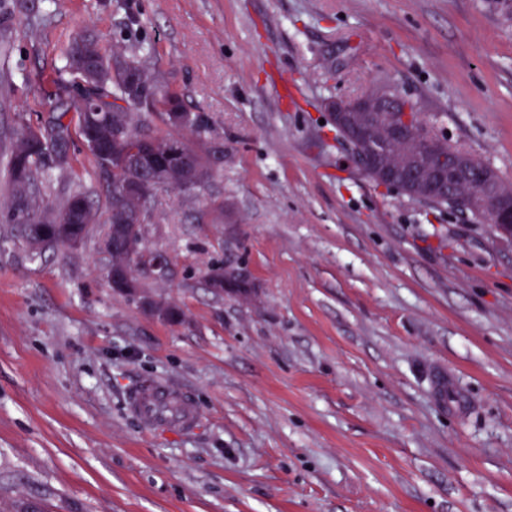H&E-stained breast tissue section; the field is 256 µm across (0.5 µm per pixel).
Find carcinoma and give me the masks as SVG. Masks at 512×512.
Returning a JSON list of instances; mask_svg holds the SVG:
<instances>
[{
	"instance_id": "cac0c4a2",
	"label": "carcinoma",
	"mask_w": 512,
	"mask_h": 512,
	"mask_svg": "<svg viewBox=\"0 0 512 512\" xmlns=\"http://www.w3.org/2000/svg\"><path fill=\"white\" fill-rule=\"evenodd\" d=\"M150 49L140 44L137 52L126 54L108 50L91 34H80L59 49L63 66L58 70L55 84L61 99L60 107L52 108L48 119L35 122L20 120L13 129L5 155L6 169L11 189V201L0 208V223L12 224L27 238L35 233L52 246L69 245L68 238L85 240L93 228L103 238L108 235V215L120 194L123 184L150 180V173L160 171L170 177L155 185L147 200L154 210L161 198L173 191L182 190L181 172L199 168L205 179L199 186L204 189L214 176L209 169L208 143L211 120L203 112L192 113V120L181 129L169 125L165 118L168 105L184 108L181 97L152 78L144 69L142 57ZM90 72L95 76L93 86L85 87L80 75ZM145 78L154 88V98L149 106L137 101L133 78ZM77 115L76 132L66 115ZM127 128L125 137L118 139V127ZM152 132L154 150L148 160L147 170L122 165L142 151L139 139L142 131ZM97 142V149L89 151L100 171L105 206L93 196L76 191H65L58 205L47 203L42 187L56 171L72 168L77 155L89 140ZM112 157V168L105 161ZM82 210L103 218L101 222L86 223L78 220L70 225L69 237H60L53 215L56 212Z\"/></svg>"
}]
</instances>
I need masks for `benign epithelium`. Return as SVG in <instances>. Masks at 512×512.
I'll return each instance as SVG.
<instances>
[{
  "label": "benign epithelium",
  "instance_id": "obj_1",
  "mask_svg": "<svg viewBox=\"0 0 512 512\" xmlns=\"http://www.w3.org/2000/svg\"><path fill=\"white\" fill-rule=\"evenodd\" d=\"M325 107L335 125L355 149V158L374 181L415 198L438 197L450 212L489 217L499 239L512 241V187L488 190L500 182L487 165L471 177V164L443 142L429 137L412 113L413 102L392 86L365 90L353 96L330 97ZM141 190L128 188L122 203L110 213L122 247L105 252L112 268V288L137 299L141 309L155 317L164 307L142 288L143 278L168 281L176 275L172 258L145 245V226L153 219Z\"/></svg>",
  "mask_w": 512,
  "mask_h": 512
}]
</instances>
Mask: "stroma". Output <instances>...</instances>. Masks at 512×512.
<instances>
[{
    "label": "stroma",
    "mask_w": 512,
    "mask_h": 512,
    "mask_svg": "<svg viewBox=\"0 0 512 512\" xmlns=\"http://www.w3.org/2000/svg\"><path fill=\"white\" fill-rule=\"evenodd\" d=\"M0 74V132L48 117L77 31L153 46L147 67L207 113L224 167L145 230L177 273L112 290L97 236L32 255L0 224V501L49 512H512V244L376 185L332 96L391 85L512 184V17L498 0H45ZM91 157L55 173L91 190ZM224 221L210 223L211 203ZM247 296L215 295L216 264ZM153 379L191 430L128 407ZM446 382L454 399L435 391Z\"/></svg>",
    "instance_id": "stroma-1"
}]
</instances>
